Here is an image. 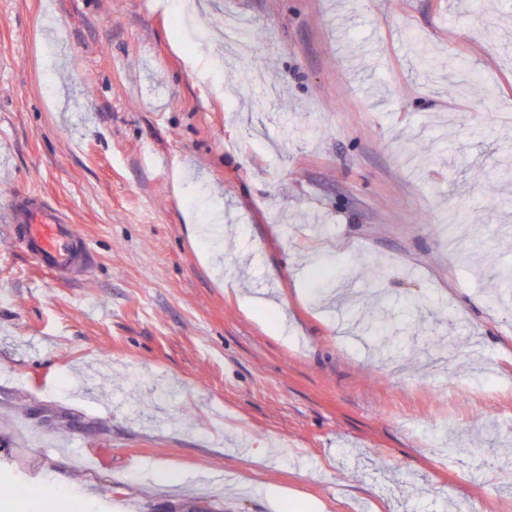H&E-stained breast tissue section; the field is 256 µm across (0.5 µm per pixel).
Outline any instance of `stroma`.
I'll return each mask as SVG.
<instances>
[{
  "instance_id": "obj_1",
  "label": "stroma",
  "mask_w": 512,
  "mask_h": 512,
  "mask_svg": "<svg viewBox=\"0 0 512 512\" xmlns=\"http://www.w3.org/2000/svg\"><path fill=\"white\" fill-rule=\"evenodd\" d=\"M194 2L0 0V512H512V0ZM14 233L20 230L35 263L51 277L78 274L88 259L84 240L61 211L35 191L13 198L8 210Z\"/></svg>"
}]
</instances>
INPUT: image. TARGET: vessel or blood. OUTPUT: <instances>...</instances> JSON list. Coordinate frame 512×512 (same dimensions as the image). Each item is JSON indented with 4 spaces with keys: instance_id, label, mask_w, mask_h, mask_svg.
<instances>
[{
    "instance_id": "vessel-or-blood-1",
    "label": "vessel or blood",
    "mask_w": 512,
    "mask_h": 512,
    "mask_svg": "<svg viewBox=\"0 0 512 512\" xmlns=\"http://www.w3.org/2000/svg\"><path fill=\"white\" fill-rule=\"evenodd\" d=\"M8 218L34 260L53 277L80 273L88 259L84 240L61 211L35 191L14 197Z\"/></svg>"
}]
</instances>
